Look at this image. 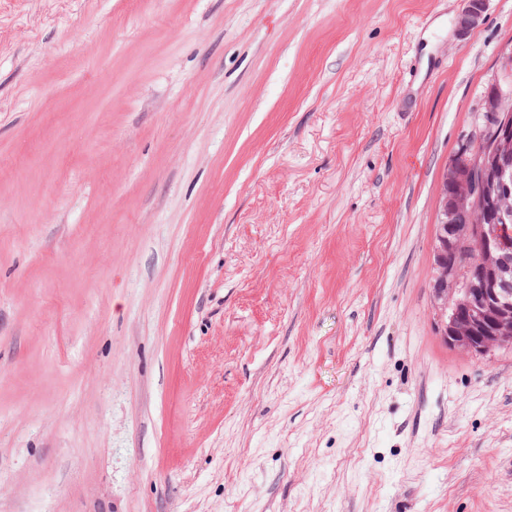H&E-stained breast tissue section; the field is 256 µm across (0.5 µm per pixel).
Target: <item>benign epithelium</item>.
I'll return each mask as SVG.
<instances>
[{
  "label": "benign epithelium",
  "mask_w": 512,
  "mask_h": 512,
  "mask_svg": "<svg viewBox=\"0 0 512 512\" xmlns=\"http://www.w3.org/2000/svg\"><path fill=\"white\" fill-rule=\"evenodd\" d=\"M486 5L487 0H466L458 29L475 28ZM511 95V89L495 87L483 97L480 112L488 125L506 124L504 102ZM496 137L494 150L470 161L452 159L440 187L434 307L448 345L475 355L512 346V281L504 278V273H512V229L506 224L486 226L477 219L478 211L512 195V135ZM450 212L470 217L469 223H448ZM465 242L480 251L478 263L460 262Z\"/></svg>",
  "instance_id": "obj_1"
}]
</instances>
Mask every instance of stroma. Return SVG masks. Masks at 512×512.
<instances>
[{"instance_id": "1", "label": "stroma", "mask_w": 512, "mask_h": 512, "mask_svg": "<svg viewBox=\"0 0 512 512\" xmlns=\"http://www.w3.org/2000/svg\"><path fill=\"white\" fill-rule=\"evenodd\" d=\"M465 5L0 0V512H512L432 303Z\"/></svg>"}]
</instances>
